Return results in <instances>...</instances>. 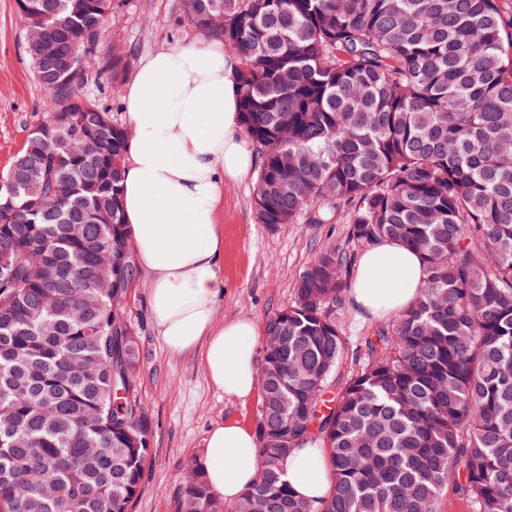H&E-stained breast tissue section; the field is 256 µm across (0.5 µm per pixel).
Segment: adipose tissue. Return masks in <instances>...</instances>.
Returning <instances> with one entry per match:
<instances>
[{"mask_svg":"<svg viewBox=\"0 0 512 512\" xmlns=\"http://www.w3.org/2000/svg\"><path fill=\"white\" fill-rule=\"evenodd\" d=\"M239 65L223 41L209 37L142 59L125 90L132 136L121 189L137 264L151 277L149 311L167 349L198 353L214 387L246 398L257 387L260 330L248 318L216 321L224 291V185L256 165L239 122ZM423 284L420 256L382 242L360 255L348 295L365 314L393 319L416 304ZM259 467L251 428L228 421L209 430L201 468L217 495L240 498ZM284 471L297 495L318 500L330 491L327 459L315 444L295 449Z\"/></svg>","mask_w":512,"mask_h":512,"instance_id":"adipose-tissue-1","label":"adipose tissue"}]
</instances>
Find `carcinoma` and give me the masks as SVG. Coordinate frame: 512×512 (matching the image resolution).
Segmentation results:
<instances>
[{"label":"carcinoma","instance_id":"carcinoma-1","mask_svg":"<svg viewBox=\"0 0 512 512\" xmlns=\"http://www.w3.org/2000/svg\"><path fill=\"white\" fill-rule=\"evenodd\" d=\"M27 46L47 91L46 131L17 153L51 178L99 188L0 222V512H129L153 452L128 395L140 361L125 318L137 268L121 199L126 127L79 88L112 0H38ZM189 23L241 60L240 114L260 158L261 224H349L425 264L418 302L364 337L337 393L336 311L354 254L320 249L294 301L264 321L261 457L234 502L193 464L182 512H512V12L500 0H181ZM130 62L101 59L119 91ZM74 127H96L89 154ZM83 220L72 240L69 220ZM95 272L92 287L78 271ZM52 313L53 336L27 326ZM321 441L327 497L297 495L284 462Z\"/></svg>","mask_w":512,"mask_h":512}]
</instances>
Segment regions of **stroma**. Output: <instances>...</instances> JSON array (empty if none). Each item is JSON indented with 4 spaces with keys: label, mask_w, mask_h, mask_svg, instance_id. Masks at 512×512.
<instances>
[{
    "label": "stroma",
    "mask_w": 512,
    "mask_h": 512,
    "mask_svg": "<svg viewBox=\"0 0 512 512\" xmlns=\"http://www.w3.org/2000/svg\"><path fill=\"white\" fill-rule=\"evenodd\" d=\"M112 24L100 47L109 55L120 46L131 66L145 57L197 37L183 16L180 0H113ZM82 94L99 102L115 121H123V96L112 93L107 73L97 63L86 67ZM46 93L25 51V26L15 0H0V174L9 168L31 128L45 116ZM254 177L224 186V292L216 319L224 322L266 317L291 305L299 274L321 248L350 249L345 224L258 223L253 196ZM147 275H140L127 305V316L139 337L140 370L131 393L151 421L153 452L131 512H178L187 467L200 460L209 429L229 420L256 426L260 395L246 399L225 396L206 378L197 354H171L149 314ZM339 316L347 351L355 353L374 320L345 304ZM336 370L344 381L351 361Z\"/></svg>",
    "instance_id": "stroma-1"
}]
</instances>
